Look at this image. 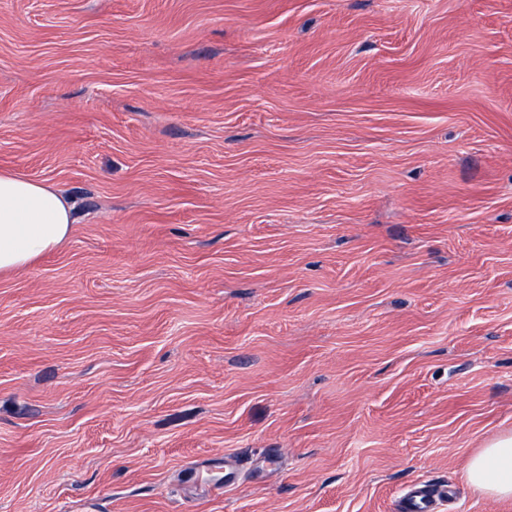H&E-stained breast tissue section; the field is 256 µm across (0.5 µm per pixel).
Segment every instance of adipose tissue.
I'll list each match as a JSON object with an SVG mask.
<instances>
[{
    "instance_id": "1",
    "label": "adipose tissue",
    "mask_w": 512,
    "mask_h": 512,
    "mask_svg": "<svg viewBox=\"0 0 512 512\" xmlns=\"http://www.w3.org/2000/svg\"><path fill=\"white\" fill-rule=\"evenodd\" d=\"M74 206L53 187L0 171V275L23 270L66 241ZM471 485L493 498L512 497V433L486 441L467 465Z\"/></svg>"
}]
</instances>
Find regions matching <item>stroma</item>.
<instances>
[{"mask_svg":"<svg viewBox=\"0 0 512 512\" xmlns=\"http://www.w3.org/2000/svg\"><path fill=\"white\" fill-rule=\"evenodd\" d=\"M0 170V512H512V0H0ZM74 206L53 187L0 171V275L23 270L72 233ZM471 485L492 498L512 497V433L486 441L467 465ZM453 495L450 488L439 489L432 485L413 486L403 497L399 512H433L436 501Z\"/></svg>","mask_w":512,"mask_h":512,"instance_id":"obj_1","label":"stroma"}]
</instances>
